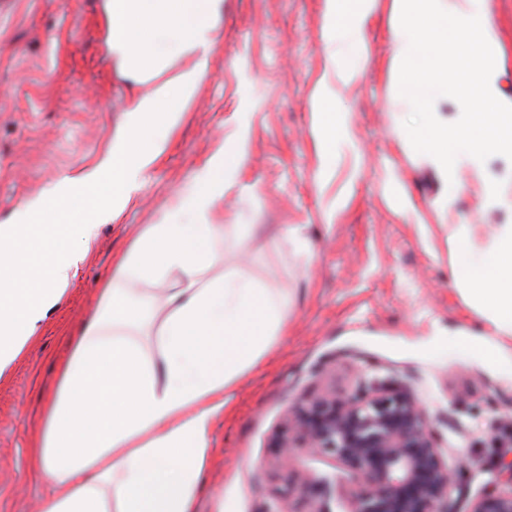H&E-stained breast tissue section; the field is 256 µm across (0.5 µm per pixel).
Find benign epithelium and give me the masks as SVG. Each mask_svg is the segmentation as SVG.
Wrapping results in <instances>:
<instances>
[{"mask_svg":"<svg viewBox=\"0 0 512 512\" xmlns=\"http://www.w3.org/2000/svg\"><path fill=\"white\" fill-rule=\"evenodd\" d=\"M278 474L297 454L329 455L347 475L348 512H454L459 474L448 469L431 415L414 388L395 379L330 387L289 405L274 435ZM468 512H512V452Z\"/></svg>","mask_w":512,"mask_h":512,"instance_id":"benign-epithelium-1","label":"benign epithelium"}]
</instances>
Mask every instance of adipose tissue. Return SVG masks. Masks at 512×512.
<instances>
[{
    "mask_svg": "<svg viewBox=\"0 0 512 512\" xmlns=\"http://www.w3.org/2000/svg\"><path fill=\"white\" fill-rule=\"evenodd\" d=\"M324 3L328 38L344 36L349 51L366 54L376 0ZM107 10V48L124 76L159 84L128 100L126 121L95 166L61 178L0 224V375L66 291L97 226L120 217L163 153L206 73L224 0H107ZM390 41L399 92L421 111L423 135L414 144L446 197L456 194L465 167L484 184L489 208L506 207L512 167L496 178L489 172L492 158L512 160V99L494 65L501 43L491 0H394ZM185 54L194 62L169 73L174 57ZM452 95L461 110L450 117L444 108ZM315 97L327 157L345 115L329 80L319 82ZM243 159L237 138L225 141L178 199L173 219L146 225L117 260L44 410L37 463L54 493L40 512H193L212 416L288 322L287 297L246 269L212 273L214 243L251 230L208 219L225 177ZM450 242L457 289L486 325L479 350L512 367V221L486 239L455 225ZM171 278L177 286L158 309L160 354L153 359L134 338L144 313L136 291Z\"/></svg>",
    "mask_w": 512,
    "mask_h": 512,
    "instance_id": "obj_1",
    "label": "adipose tissue"
}]
</instances>
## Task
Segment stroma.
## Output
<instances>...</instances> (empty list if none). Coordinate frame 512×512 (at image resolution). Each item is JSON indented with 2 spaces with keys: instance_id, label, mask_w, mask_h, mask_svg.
Returning a JSON list of instances; mask_svg holds the SVG:
<instances>
[{
  "instance_id": "stroma-1",
  "label": "stroma",
  "mask_w": 512,
  "mask_h": 512,
  "mask_svg": "<svg viewBox=\"0 0 512 512\" xmlns=\"http://www.w3.org/2000/svg\"><path fill=\"white\" fill-rule=\"evenodd\" d=\"M512 97V0H493ZM393 0H377L359 73L337 82L347 131L332 157L319 149L317 84L334 76L324 0H224L206 75L160 158L96 246L59 303L0 375V512H33L47 483L35 465L43 409L68 340L95 308L115 259L138 231L159 223L202 177L205 161L240 135L244 164L224 181L214 224H250L248 271L289 299L288 325L214 413L194 512H345L340 475L321 455H299L315 486L260 469L292 401L326 386L350 391L362 376L409 382L448 450L475 461L462 471L457 512L495 478L500 423L512 416V372L476 350L480 321L449 277L453 225L481 232L512 213L490 209L464 179L450 204L412 144L419 116L397 97L389 29ZM106 0H0V223L59 179L92 167L123 121L130 86L108 54ZM298 230L300 253L282 237ZM225 266L237 240L218 243Z\"/></svg>"
}]
</instances>
